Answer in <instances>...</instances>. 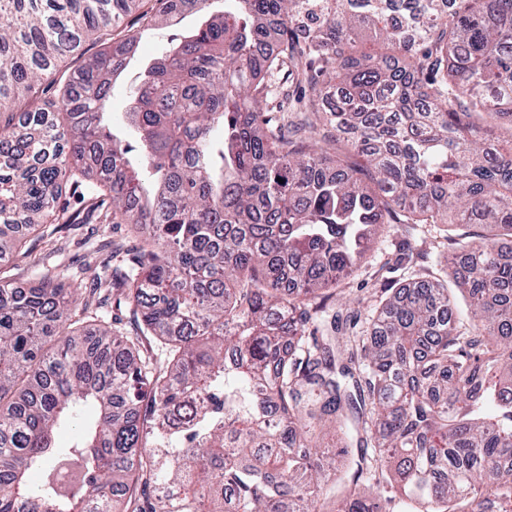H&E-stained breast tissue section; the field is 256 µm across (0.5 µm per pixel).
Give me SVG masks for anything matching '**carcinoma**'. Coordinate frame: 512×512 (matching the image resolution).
I'll list each match as a JSON object with an SVG mask.
<instances>
[{"label":"carcinoma","instance_id":"obj_1","mask_svg":"<svg viewBox=\"0 0 512 512\" xmlns=\"http://www.w3.org/2000/svg\"><path fill=\"white\" fill-rule=\"evenodd\" d=\"M140 2L0 0V261L71 222L67 186L99 222L150 229L112 271L132 336L71 329L51 277H0V512H323V495L384 512L359 485L374 463L418 512H512V0H198L199 25L142 72L134 163L103 118L136 41L113 31ZM90 35L102 49L40 103ZM283 72L304 98L279 109L328 121V145L271 125ZM384 224L496 230L442 267L469 326L434 278L394 289L344 361L304 346L310 302ZM327 425L337 454L310 452Z\"/></svg>","mask_w":512,"mask_h":512}]
</instances>
